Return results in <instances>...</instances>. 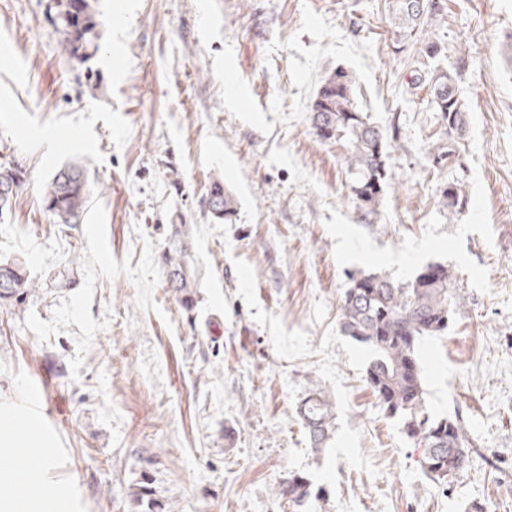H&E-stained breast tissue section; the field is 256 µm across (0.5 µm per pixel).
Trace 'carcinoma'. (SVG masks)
Returning <instances> with one entry per match:
<instances>
[{
	"label": "carcinoma",
	"instance_id": "cac0c4a2",
	"mask_svg": "<svg viewBox=\"0 0 512 512\" xmlns=\"http://www.w3.org/2000/svg\"><path fill=\"white\" fill-rule=\"evenodd\" d=\"M97 0H53V25L61 35L62 54L70 59L87 60L99 49ZM423 12L411 8L413 0H385L387 22L397 47L423 38L424 55L435 59L442 45L429 36V29L446 15V0H432ZM424 86L430 103L456 140L437 147L432 162L458 161L457 140L467 125L466 107L457 94L455 81L446 70L435 69L415 78ZM310 106V120L317 136L336 147L349 178L352 200L367 215L377 212L386 187V163L391 142L381 128L369 122L354 103V82L340 68L325 75ZM23 172L0 167V188L20 187ZM464 189L452 183L442 190L444 207L459 204ZM45 212L55 224H75L89 208V176L86 169L71 164L60 169L42 189ZM208 206L214 218L230 221L235 200L214 179L208 192ZM168 281L173 288L191 287L190 271L182 250L165 256ZM452 274L442 264H428L405 286L375 274L350 276L339 317L341 333L376 351L377 357L366 370L365 382L381 413L397 420L405 435L421 448L420 467L433 482L448 486L461 474L469 450L463 427L448 417L433 420L425 406L423 378L418 362V344L423 336H441L448 330L454 307ZM31 283L17 260L0 261V307L29 292ZM305 428L313 447L328 438L333 412L329 398L321 392L310 395L301 406ZM282 494L295 506L310 495V484L301 475L288 479Z\"/></svg>",
	"mask_w": 512,
	"mask_h": 512
}]
</instances>
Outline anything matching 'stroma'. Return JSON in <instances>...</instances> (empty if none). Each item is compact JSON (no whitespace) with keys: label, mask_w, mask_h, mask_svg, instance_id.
<instances>
[{"label":"stroma","mask_w":512,"mask_h":512,"mask_svg":"<svg viewBox=\"0 0 512 512\" xmlns=\"http://www.w3.org/2000/svg\"><path fill=\"white\" fill-rule=\"evenodd\" d=\"M50 0H0V166L27 175L0 215V261L32 286L0 307V405L25 412L44 381L42 508L143 512H512V0H447L444 47L394 49L384 0H98L100 50L61 53ZM393 142L377 213L352 202L335 147L311 126L328 70ZM448 70L467 107L459 161L432 166L448 130L413 72ZM78 163L92 201L52 224L42 187ZM236 202L215 220L207 188ZM463 183L446 209L441 192ZM185 240L193 310L167 282ZM453 274V319L422 339L430 415L458 420L470 463L449 487L380 414L374 359L339 328L350 277L407 285ZM328 393L313 448L300 414ZM312 483L292 508L289 475ZM301 414L313 447L320 448L328 438L334 419L329 398L322 392H314L302 404Z\"/></svg>","instance_id":"1"}]
</instances>
